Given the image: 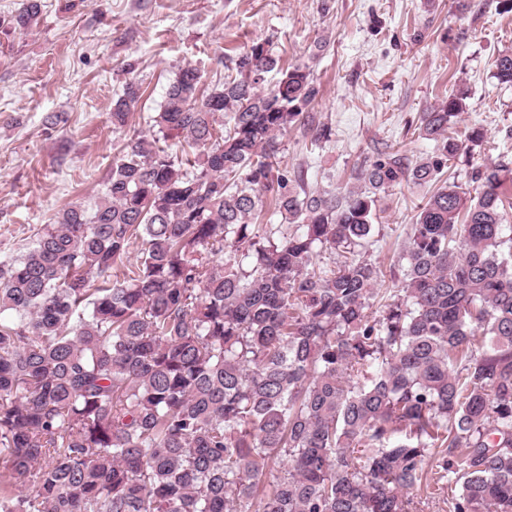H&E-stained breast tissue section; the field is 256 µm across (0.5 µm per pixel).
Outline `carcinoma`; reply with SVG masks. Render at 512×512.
<instances>
[{"instance_id":"1","label":"carcinoma","mask_w":512,"mask_h":512,"mask_svg":"<svg viewBox=\"0 0 512 512\" xmlns=\"http://www.w3.org/2000/svg\"><path fill=\"white\" fill-rule=\"evenodd\" d=\"M229 62L209 94L181 68L94 207L0 258V512H410L436 448L462 479L453 512H512V162L442 179L485 139L452 132L459 91L420 115L425 157L387 142L358 186L313 190L276 165L292 128L331 138L310 68L266 41ZM495 68L512 86V51ZM142 94L126 83L112 126ZM404 183L432 190L375 317L362 249L377 193ZM268 196L287 225L257 223Z\"/></svg>"}]
</instances>
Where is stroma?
Here are the masks:
<instances>
[{
  "label": "stroma",
  "instance_id": "stroma-1",
  "mask_svg": "<svg viewBox=\"0 0 512 512\" xmlns=\"http://www.w3.org/2000/svg\"><path fill=\"white\" fill-rule=\"evenodd\" d=\"M36 26L0 34V255H19L59 210L92 208L131 130L152 119L178 70L197 68L202 90L224 81L226 56L269 41L280 65H308L320 93L313 110L331 141L309 150L299 130L282 138L280 159L305 171L314 189L353 187L352 169L374 142L410 159L430 151L414 128L450 91L467 92L454 129L482 131L473 164L512 160V86L494 77L512 50V11L501 0H42ZM144 95L130 126L112 127L126 82ZM426 188L381 194L379 233L367 256L389 270ZM442 458L410 492L411 512H453L438 481Z\"/></svg>",
  "mask_w": 512,
  "mask_h": 512
}]
</instances>
